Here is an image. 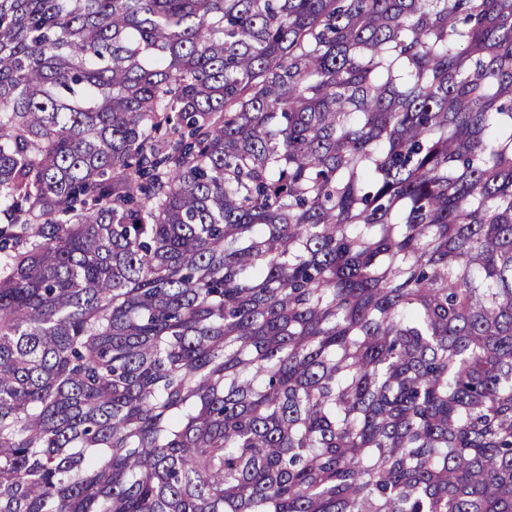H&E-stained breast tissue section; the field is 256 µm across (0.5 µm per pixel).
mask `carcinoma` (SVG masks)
Wrapping results in <instances>:
<instances>
[{
  "label": "carcinoma",
  "instance_id": "obj_1",
  "mask_svg": "<svg viewBox=\"0 0 512 512\" xmlns=\"http://www.w3.org/2000/svg\"><path fill=\"white\" fill-rule=\"evenodd\" d=\"M0 512H512V0H0Z\"/></svg>",
  "mask_w": 512,
  "mask_h": 512
}]
</instances>
